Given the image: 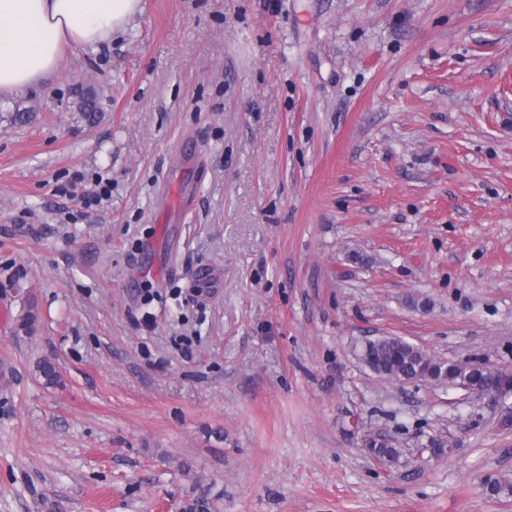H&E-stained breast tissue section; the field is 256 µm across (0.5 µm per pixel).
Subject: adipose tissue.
Wrapping results in <instances>:
<instances>
[{"instance_id":"obj_1","label":"adipose tissue","mask_w":512,"mask_h":512,"mask_svg":"<svg viewBox=\"0 0 512 512\" xmlns=\"http://www.w3.org/2000/svg\"><path fill=\"white\" fill-rule=\"evenodd\" d=\"M142 0H0V97L40 85L70 46L111 42Z\"/></svg>"}]
</instances>
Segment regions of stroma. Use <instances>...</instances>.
I'll return each instance as SVG.
<instances>
[{
	"label": "stroma",
	"mask_w": 512,
	"mask_h": 512,
	"mask_svg": "<svg viewBox=\"0 0 512 512\" xmlns=\"http://www.w3.org/2000/svg\"><path fill=\"white\" fill-rule=\"evenodd\" d=\"M142 8L0 99V512H512V395L353 352L512 374V0ZM357 356L361 363L374 374L401 383L430 380L436 383L453 384L462 380L472 387L489 389L497 386L503 375L504 384L481 394L497 395L511 386L508 374L492 373L476 362L461 365L457 364L458 362L437 360L421 346L398 336L366 339L360 344Z\"/></svg>",
	"instance_id": "35a3bbf8"
}]
</instances>
